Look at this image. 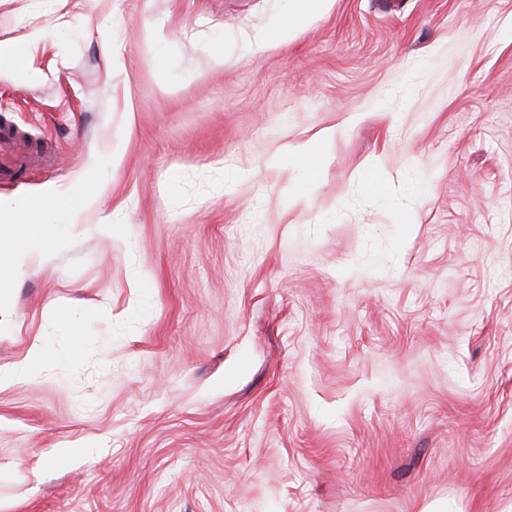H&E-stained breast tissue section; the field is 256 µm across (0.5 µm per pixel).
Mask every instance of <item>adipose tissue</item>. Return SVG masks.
Instances as JSON below:
<instances>
[{
    "instance_id": "1",
    "label": "adipose tissue",
    "mask_w": 512,
    "mask_h": 512,
    "mask_svg": "<svg viewBox=\"0 0 512 512\" xmlns=\"http://www.w3.org/2000/svg\"><path fill=\"white\" fill-rule=\"evenodd\" d=\"M71 197L66 193H53L42 197L40 204H31L29 200L18 199L9 203H0V216L19 212L25 215L22 225L10 223L0 225V252L9 253V265H0V282L14 280L29 267L32 256H45L49 249L50 214L68 210Z\"/></svg>"
}]
</instances>
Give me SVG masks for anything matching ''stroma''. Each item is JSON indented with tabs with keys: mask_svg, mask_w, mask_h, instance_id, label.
<instances>
[{
	"mask_svg": "<svg viewBox=\"0 0 512 512\" xmlns=\"http://www.w3.org/2000/svg\"><path fill=\"white\" fill-rule=\"evenodd\" d=\"M290 8L0 0L46 31L0 125L57 159L0 199L95 189L0 288V368L50 351L0 512H512V0ZM327 0H292L291 12L284 24V30L297 27L311 20L323 10Z\"/></svg>",
	"mask_w": 512,
	"mask_h": 512,
	"instance_id": "stroma-1",
	"label": "stroma"
}]
</instances>
